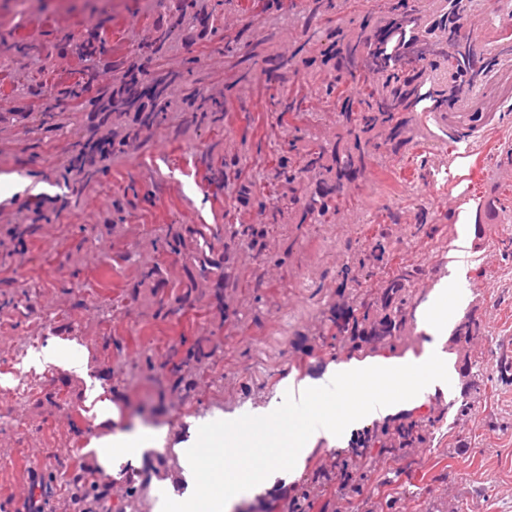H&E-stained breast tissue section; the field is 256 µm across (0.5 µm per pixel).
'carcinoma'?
Segmentation results:
<instances>
[{
    "label": "carcinoma",
    "instance_id": "1",
    "mask_svg": "<svg viewBox=\"0 0 512 512\" xmlns=\"http://www.w3.org/2000/svg\"><path fill=\"white\" fill-rule=\"evenodd\" d=\"M474 0H396L385 11L367 10L346 18H337L336 25L326 35L306 25L303 40L287 57L273 59L276 70H288L297 61L308 66L321 57L320 88L325 95L337 93L349 79L369 76L360 94L361 108L357 112H340L336 144L329 153L322 149L305 150L303 166L297 168L284 154L274 168L273 179L297 191L302 177L314 179L322 186L319 194L305 200L301 213L289 212V207L254 194L252 185L238 183L235 192L244 202L259 209L263 222L240 224L224 230V249L246 244L259 256H264V240L270 227L280 224H328L339 215L342 198L358 188L372 161L397 155L421 136L413 112L419 103L430 102L429 111L446 112L458 97L473 94L483 84L491 67L490 53L477 55L466 49L459 20L468 16ZM196 111L184 119L196 126L216 124L224 120V105L209 97L201 86L193 89ZM484 217L499 224H511L512 215L498 208L493 197L484 203ZM34 224H11L0 229V247L7 253L16 252L24 244L25 235L34 232ZM198 230L188 224H170L161 246L172 253L190 247L197 241ZM384 237L375 239L358 259L359 267L381 263L387 252ZM196 274L189 275L183 296L160 307L165 316L178 314L191 302L196 278L215 283L214 296L224 304V293L237 287L236 280L225 267L208 255L195 250ZM423 275L418 266H403L382 281L376 296L356 288L345 293L339 288V299L332 305L327 321L336 329V341L351 352L396 349V342L407 335L411 315L409 298L416 281ZM483 321L472 313L456 325L454 342L463 347L483 336ZM211 331L199 342L197 349L181 363L184 371L207 360L213 353ZM427 425L423 422L404 423L395 419L376 425L361 439L352 454L343 457L336 471H315L293 487L285 502V512H307L311 489L316 485L336 482L343 498L354 505L364 499L365 470L372 462L371 449L378 454L394 455L403 448H414L426 442ZM149 479V471L124 475L126 497L111 505L95 480L78 477L70 496L72 512H138V493Z\"/></svg>",
    "mask_w": 512,
    "mask_h": 512
}]
</instances>
